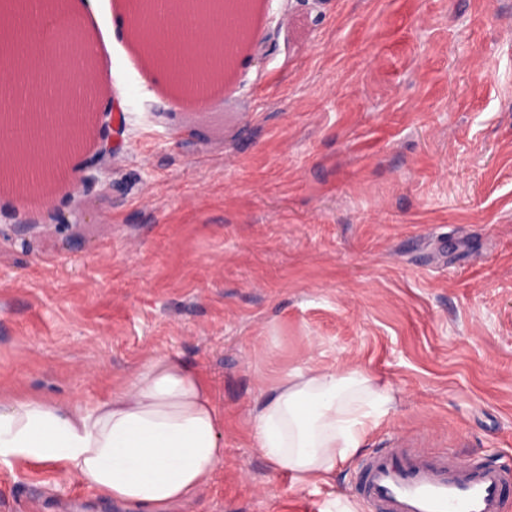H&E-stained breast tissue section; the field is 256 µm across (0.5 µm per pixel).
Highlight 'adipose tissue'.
I'll use <instances>...</instances> for the list:
<instances>
[{
	"label": "adipose tissue",
	"mask_w": 512,
	"mask_h": 512,
	"mask_svg": "<svg viewBox=\"0 0 512 512\" xmlns=\"http://www.w3.org/2000/svg\"><path fill=\"white\" fill-rule=\"evenodd\" d=\"M45 4L16 0L10 42L40 55L30 27ZM395 402L360 367H299L276 379L251 411L255 448L295 486L328 481ZM223 415L212 388L179 354L145 361L94 406L42 398L0 401V464L50 463L100 497L146 512L196 500L224 460Z\"/></svg>",
	"instance_id": "1"
}]
</instances>
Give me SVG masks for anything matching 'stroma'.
Returning <instances> with one entry per match:
<instances>
[{
  "label": "stroma",
  "mask_w": 512,
  "mask_h": 512,
  "mask_svg": "<svg viewBox=\"0 0 512 512\" xmlns=\"http://www.w3.org/2000/svg\"><path fill=\"white\" fill-rule=\"evenodd\" d=\"M122 0L79 23L112 68L108 192L17 236L0 193V390L90 405L175 351L211 382L224 461L179 512H361L354 462L303 489L249 434L274 370L355 364L401 439L512 465V0H270L205 111L139 51ZM94 224H83L85 214ZM0 512H136L51 464L0 465Z\"/></svg>",
  "instance_id": "obj_1"
}]
</instances>
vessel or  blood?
Returning a JSON list of instances; mask_svg holds the SVG:
<instances>
[{"mask_svg": "<svg viewBox=\"0 0 512 512\" xmlns=\"http://www.w3.org/2000/svg\"><path fill=\"white\" fill-rule=\"evenodd\" d=\"M512 466L473 456L385 448L358 465L364 512H512Z\"/></svg>", "mask_w": 512, "mask_h": 512, "instance_id": "obj_1", "label": "vessel or blood"}]
</instances>
